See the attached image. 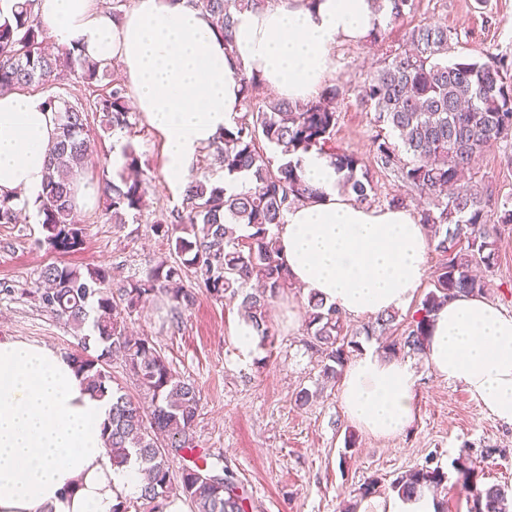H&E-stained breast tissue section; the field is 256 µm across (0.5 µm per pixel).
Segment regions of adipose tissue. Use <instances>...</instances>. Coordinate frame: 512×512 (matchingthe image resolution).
<instances>
[{
  "label": "adipose tissue",
  "mask_w": 512,
  "mask_h": 512,
  "mask_svg": "<svg viewBox=\"0 0 512 512\" xmlns=\"http://www.w3.org/2000/svg\"><path fill=\"white\" fill-rule=\"evenodd\" d=\"M36 12L56 47L119 62L138 113L163 137L167 174L183 181L197 151L240 112V73L288 100L315 98L332 76L334 48L384 20L373 0H274L236 14L228 54L189 0H133L118 17L100 0H38ZM56 130L41 98L0 96V196L35 208ZM300 172L322 197L292 206L278 228L293 285L355 318L408 308L428 272L418 217L354 202L317 152L301 155ZM424 358L465 385L483 412L512 424L511 310L480 295L449 300L431 320ZM414 389L408 363L367 352L346 366L338 397L352 422L384 439L414 421ZM111 404L65 354L0 338V512H112L137 495L138 461L114 467L105 445Z\"/></svg>",
  "instance_id": "1"
}]
</instances>
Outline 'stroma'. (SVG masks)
<instances>
[{"label": "stroma", "mask_w": 512, "mask_h": 512, "mask_svg": "<svg viewBox=\"0 0 512 512\" xmlns=\"http://www.w3.org/2000/svg\"><path fill=\"white\" fill-rule=\"evenodd\" d=\"M439 22L455 34L449 58L512 62V0H415L402 22L386 28L383 41L343 43L333 53L332 80L344 88L334 141L366 165L376 192L372 206H387L395 196L416 213L424 204L417 192L375 163L372 141L378 128L373 110L359 101L357 87L391 50L405 44L409 31ZM132 142L151 178L140 216L115 224L103 202L95 201L76 214L83 245L71 253L43 243L37 216L24 212L18 223L0 224V337L74 351L72 328L32 295L41 269L54 262L102 267L119 283L144 276L169 255L168 241L150 226L160 208L180 202L184 185L167 178L162 136L145 120H138ZM479 175L488 188L489 210L512 198V162L502 151L484 154ZM497 247L496 264L486 273L492 283L487 297L512 310V224L500 228ZM195 295L194 306L179 323H171L167 307L152 305L133 314L131 327L195 383L200 410L194 443L210 454L216 470L233 473L255 512H345L368 479H378L377 494L387 498L393 480L427 462L448 476L435 499L446 503L448 512H470L457 493L453 463L459 457L475 468L480 483L512 486V425L484 414L463 384L436 376L420 354L406 349L398 354L415 371L416 419L399 435L382 440L348 419L337 384L322 377L316 358L305 349L300 311L306 297L298 289L285 290L271 309L272 345L250 356L237 349L231 336L241 316L238 301L219 300L201 289ZM292 310L297 313L293 320L288 317ZM303 388L313 395L305 405L295 400Z\"/></svg>", "instance_id": "obj_1"}]
</instances>
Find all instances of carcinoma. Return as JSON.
<instances>
[{
	"instance_id": "carcinoma-1",
	"label": "carcinoma",
	"mask_w": 512,
	"mask_h": 512,
	"mask_svg": "<svg viewBox=\"0 0 512 512\" xmlns=\"http://www.w3.org/2000/svg\"><path fill=\"white\" fill-rule=\"evenodd\" d=\"M38 0H0L10 6L6 20L0 7V95L33 83L54 84L71 77L86 88L109 80V91L88 105L60 94L44 98V107L57 113L58 133L51 149L38 206L44 242L61 252L83 244L82 231L72 217L74 178L88 159L91 129L88 113L100 118L104 131L132 130L138 118L129 105L123 80L111 77L108 63L82 55L74 46L52 52L35 12ZM216 22L226 52L234 46L233 11L257 10L270 0H192ZM386 23L399 21L413 0H390ZM452 33L444 24L412 30L406 44L358 87L357 96L374 110V122L388 129L377 136L372 152L377 164L407 187L425 196L420 214L430 242L441 256L434 288L420 303L412 320L402 326L396 314L381 313L364 327L380 336L403 328L384 347L388 355L408 349L419 353L428 338L431 315L448 300L483 295L486 279L472 266L495 265L498 226L512 224V203L497 212L486 209L476 160L492 147L512 159V76L507 63L476 59L448 60ZM245 115L224 129L210 145L216 164L228 176L245 173L250 186L228 194L221 185L194 180L183 190L181 204L160 213L151 231L170 241L176 258L158 260L140 278L111 287L104 268L49 264L38 277L35 299L75 330L77 349L68 354L92 391L112 397L107 445L112 463L121 466L130 456L141 465V488L113 512H165L169 500L183 498L193 512H249L251 503L228 477L215 473L209 456L195 448L193 429L200 398L193 383L174 371L162 351L146 336H134L128 321L158 297L167 301L171 318H181L195 302L184 287L193 280L212 297L241 299L243 316L262 339L270 336L268 313L289 288L288 268L280 257L277 229L294 204L320 197L319 190L299 174V154L315 150L342 173L343 187L357 203L371 202L372 180L361 158L334 145L337 111L342 95L334 84L306 102L285 98H256L258 79L239 75ZM118 180L102 175L105 211L116 224L145 206L149 181L140 156L128 141L121 147ZM16 204L0 197V224L16 222ZM244 225L252 232L235 235ZM260 287L248 289L251 281ZM305 345L319 354L323 376L341 378L352 353L360 350L359 332L345 327L342 315L314 295L304 306ZM90 333H84L86 325ZM121 357L126 374L147 400H135L112 389L107 370L111 356ZM189 458L175 469L171 457ZM462 475L460 493L473 502V512H512V487L478 484L475 469L455 461ZM445 473L428 465L415 467L391 483L397 496L410 500L425 489L437 488Z\"/></svg>"
}]
</instances>
